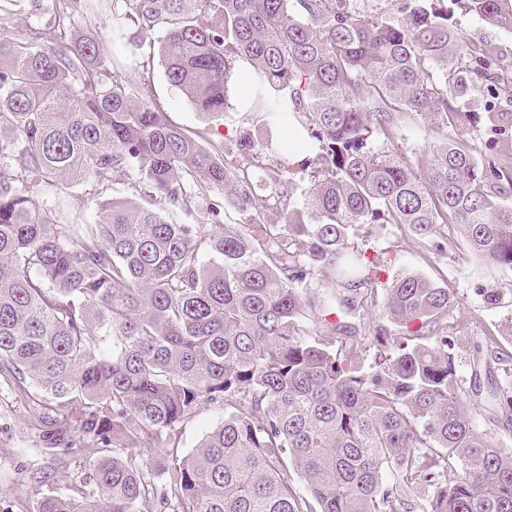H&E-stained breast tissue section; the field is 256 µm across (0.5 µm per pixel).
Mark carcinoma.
I'll use <instances>...</instances> for the list:
<instances>
[{"label": "carcinoma", "instance_id": "carcinoma-1", "mask_svg": "<svg viewBox=\"0 0 512 512\" xmlns=\"http://www.w3.org/2000/svg\"><path fill=\"white\" fill-rule=\"evenodd\" d=\"M57 2L51 27L0 39V382L56 460L33 481L71 491L30 512H512V449L481 427L512 417V352L483 330L464 383L452 293L403 273L379 303L380 262L350 240L394 224L426 258L462 241L512 271V61L461 28L512 33V0H125L164 30L168 81L198 111L223 115L253 69L252 109L312 140L300 205L292 167L253 171L288 141L205 145L72 36L89 0ZM419 118L439 141L410 153ZM132 172L139 201L100 202L92 224L32 197ZM193 211L210 232L170 219ZM206 406L224 420L187 453ZM72 458L93 462L98 497Z\"/></svg>", "mask_w": 512, "mask_h": 512}]
</instances>
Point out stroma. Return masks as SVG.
<instances>
[{
  "label": "stroma",
  "instance_id": "1",
  "mask_svg": "<svg viewBox=\"0 0 512 512\" xmlns=\"http://www.w3.org/2000/svg\"><path fill=\"white\" fill-rule=\"evenodd\" d=\"M55 12L56 0H18L13 16L0 21V37L21 35L34 23L51 24ZM71 30L98 39L106 55L120 60L124 77L134 86L148 87L173 123L193 132L208 133L211 140L223 145L234 138L240 127L251 129L256 138H266L267 127L247 101V90L254 79L247 67H240L229 85L228 112L214 119L197 112L184 94L169 83L164 63L157 55L163 30L141 32L126 19L122 0H102L93 11L75 15ZM34 199L60 205L69 217L86 224L94 221L97 212V200L84 186L61 192L39 191ZM352 240L355 245H367L370 253L383 254L382 283H390L397 274L409 272L451 288L455 298L453 315L466 327L468 335L476 337L483 328L495 327L501 331L500 343L512 349V272L454 252L424 260L408 231L392 224L357 230ZM490 288H506L510 294L504 303L491 304L485 296ZM33 412L31 402L7 386H0V512H20L21 506L47 492L46 487L32 480L33 473L53 465L52 459L41 452L36 435L26 427Z\"/></svg>",
  "mask_w": 512,
  "mask_h": 512
}]
</instances>
